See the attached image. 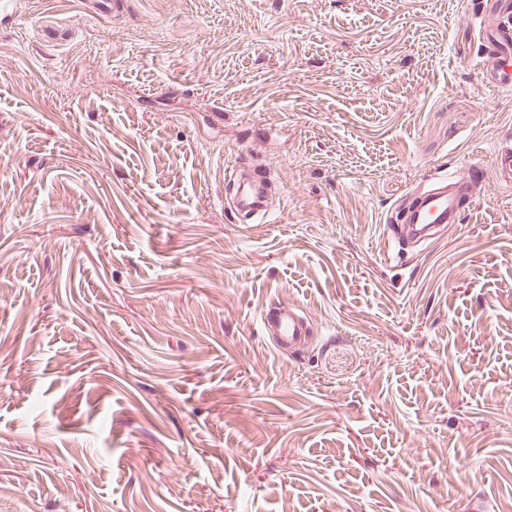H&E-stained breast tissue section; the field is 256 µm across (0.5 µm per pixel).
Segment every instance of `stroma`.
Returning <instances> with one entry per match:
<instances>
[{
  "label": "stroma",
  "instance_id": "35a3bbf8",
  "mask_svg": "<svg viewBox=\"0 0 512 512\" xmlns=\"http://www.w3.org/2000/svg\"><path fill=\"white\" fill-rule=\"evenodd\" d=\"M466 2L7 0L0 512H512V92ZM439 171L462 222L390 237ZM240 177L243 180V185L235 202V213L247 214L260 202L263 189L248 172L242 171ZM300 309L282 303H269L262 315V327L266 335L275 336L277 347L292 349L299 345L307 335L304 318Z\"/></svg>",
  "mask_w": 512,
  "mask_h": 512
}]
</instances>
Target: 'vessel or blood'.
<instances>
[{"mask_svg":"<svg viewBox=\"0 0 512 512\" xmlns=\"http://www.w3.org/2000/svg\"><path fill=\"white\" fill-rule=\"evenodd\" d=\"M489 8L503 18L502 24L485 39L486 52L481 61V76L486 85L512 90V0H486ZM242 188L235 202L236 213L253 210L263 189L248 172H241ZM473 179L469 175H440L427 191L418 193L403 209L402 237L424 239L442 226L459 223L462 204L468 198ZM265 334L274 335L278 348L291 349L306 336V323L297 307L282 303L268 304L262 315Z\"/></svg>","mask_w":512,"mask_h":512,"instance_id":"vessel-or-blood-1","label":"vessel or blood"}]
</instances>
